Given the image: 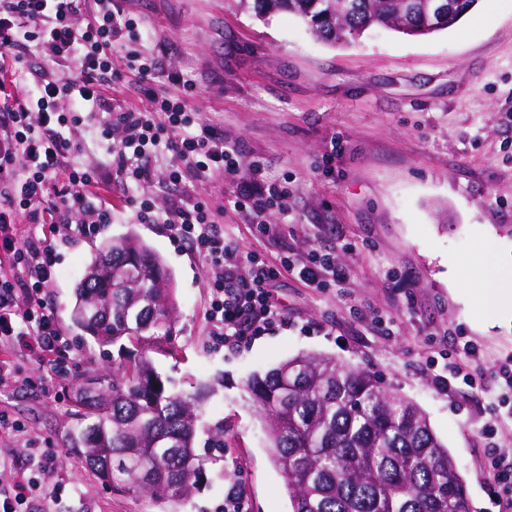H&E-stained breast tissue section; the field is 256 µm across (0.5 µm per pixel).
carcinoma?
<instances>
[{
	"label": "carcinoma",
	"mask_w": 512,
	"mask_h": 512,
	"mask_svg": "<svg viewBox=\"0 0 512 512\" xmlns=\"http://www.w3.org/2000/svg\"><path fill=\"white\" fill-rule=\"evenodd\" d=\"M239 0L257 18L286 12L330 45L382 28L426 36L454 27L479 0ZM123 261L99 272L103 252ZM178 318L173 278L134 232L105 241L74 288L71 320L101 345L123 339L151 349L169 341ZM97 387H75L69 453L98 479L132 490L158 512H180L224 457V426L196 447L199 394L169 391L143 356ZM250 400L264 420L292 512H472L464 480L426 414L386 390L369 369L298 354L253 376Z\"/></svg>",
	"instance_id": "obj_1"
}]
</instances>
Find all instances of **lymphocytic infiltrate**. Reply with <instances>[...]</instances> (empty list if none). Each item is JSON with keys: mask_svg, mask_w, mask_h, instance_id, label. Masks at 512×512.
Masks as SVG:
<instances>
[{"mask_svg": "<svg viewBox=\"0 0 512 512\" xmlns=\"http://www.w3.org/2000/svg\"><path fill=\"white\" fill-rule=\"evenodd\" d=\"M148 35L119 0H0V347L24 346L51 358L62 331L45 309L42 293L55 277L56 254L22 223L71 224L85 237L97 234L112 215L102 208L103 180L97 168L77 159V133L87 131L111 157L112 177L139 190L136 217L167 225L209 267L213 288L210 319L225 343L236 345L271 330L281 320L271 289L281 273L304 285L325 288L345 282L350 271L329 252L282 255L278 264L253 260L249 276L239 272L236 241L224 237L206 202H172L155 211L142 195L146 158L170 155V182L183 173L207 180L234 175V150L220 127L205 122L187 97L160 96L150 84L158 61L144 48ZM41 52L46 65L20 70L26 54ZM133 76L146 104H113L107 88ZM259 169L238 178L234 206L249 215L258 232L264 216L287 213L292 190L262 183ZM58 467L40 460L29 475L0 490V512H21L34 491Z\"/></svg>", "mask_w": 512, "mask_h": 512, "instance_id": "1", "label": "lymphocytic infiltrate"}]
</instances>
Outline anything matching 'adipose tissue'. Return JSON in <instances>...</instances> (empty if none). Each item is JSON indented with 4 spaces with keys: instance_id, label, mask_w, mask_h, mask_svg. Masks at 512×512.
<instances>
[{
    "instance_id": "1",
    "label": "adipose tissue",
    "mask_w": 512,
    "mask_h": 512,
    "mask_svg": "<svg viewBox=\"0 0 512 512\" xmlns=\"http://www.w3.org/2000/svg\"><path fill=\"white\" fill-rule=\"evenodd\" d=\"M480 261L449 254L448 281L456 288L477 292L480 302L471 307L470 316L484 325H495L512 317V263L503 260L492 247L490 235L477 241Z\"/></svg>"
}]
</instances>
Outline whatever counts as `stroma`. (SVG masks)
Listing matches in <instances>:
<instances>
[{"instance_id": "1", "label": "stroma", "mask_w": 512, "mask_h": 512, "mask_svg": "<svg viewBox=\"0 0 512 512\" xmlns=\"http://www.w3.org/2000/svg\"><path fill=\"white\" fill-rule=\"evenodd\" d=\"M148 26V50L161 70L192 83V106L220 126L239 174L263 163L267 182H289L287 213L258 236L233 206L231 178L171 184L166 163L149 159L156 210L171 200L207 202L217 230L242 251L275 260L317 249L348 264L346 284L310 288L285 276L276 290L282 321L237 346L225 345L208 320L211 286L205 261L174 240L166 225L142 224L127 191L111 182L104 149L82 139L80 159L110 186L102 203L112 221L99 236L73 225L46 231L57 250L46 305L66 344L56 373L37 353L0 352L17 375L0 387V414L21 422V439H2L15 465L43 449L59 467L46 482L56 499L38 512H149L137 494L102 484L67 448L76 411L74 384L101 372L122 373L148 356L170 389L205 391L206 423L224 425V475L208 476L180 512H225L236 489L245 512H290L246 383L300 353L332 357L373 371L383 386L414 402L456 461L474 512H500L491 468L494 451H512V418H501L499 363L512 354V321L472 323L468 288L449 289L442 259L472 256L486 229L512 259V0H479L456 28L414 38L381 30L351 46L316 40L299 19H256L236 0H124ZM135 233L164 261L175 282L179 318L173 354L128 341L97 344L71 321L73 292L101 242ZM477 344L483 374L476 386L434 380L431 361L457 342ZM497 423V449L484 427Z\"/></svg>"}]
</instances>
